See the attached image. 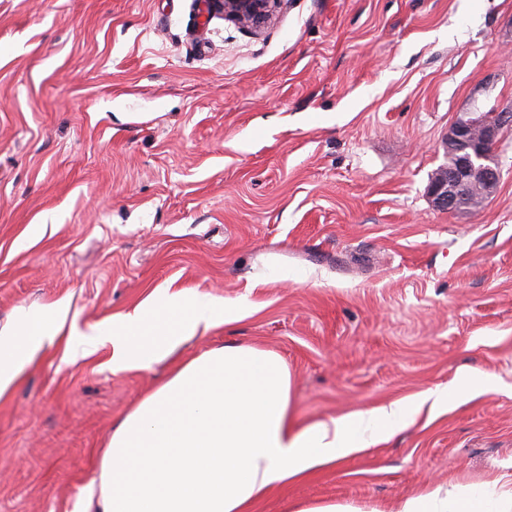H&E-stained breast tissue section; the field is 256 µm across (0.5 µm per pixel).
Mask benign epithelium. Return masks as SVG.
<instances>
[{
  "label": "benign epithelium",
  "mask_w": 512,
  "mask_h": 512,
  "mask_svg": "<svg viewBox=\"0 0 512 512\" xmlns=\"http://www.w3.org/2000/svg\"><path fill=\"white\" fill-rule=\"evenodd\" d=\"M208 7L255 28L265 24L285 0H207ZM512 114L488 112L461 117L448 131L446 145L457 155L451 167H442L431 179L427 195L438 210L464 212L481 206L497 190L500 165L496 148Z\"/></svg>",
  "instance_id": "benign-epithelium-1"
}]
</instances>
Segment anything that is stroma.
<instances>
[{
  "label": "stroma",
  "instance_id": "obj_1",
  "mask_svg": "<svg viewBox=\"0 0 512 512\" xmlns=\"http://www.w3.org/2000/svg\"><path fill=\"white\" fill-rule=\"evenodd\" d=\"M492 108L512 0H288L257 32L204 0H0V328L64 301L86 332L168 285L241 301L177 359L275 352L303 424L494 379L255 512L512 473V130L479 209L427 197ZM110 354L46 349L0 400V512H73L172 368Z\"/></svg>",
  "mask_w": 512,
  "mask_h": 512
}]
</instances>
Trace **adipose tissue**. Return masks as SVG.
Masks as SVG:
<instances>
[{
  "mask_svg": "<svg viewBox=\"0 0 512 512\" xmlns=\"http://www.w3.org/2000/svg\"><path fill=\"white\" fill-rule=\"evenodd\" d=\"M245 312L241 304L168 288L87 335L70 323L66 305L23 312L0 329V399L55 343L76 359L107 346L113 372L143 371ZM493 388L491 377L464 373L442 389L303 425L292 409L291 373L277 354L237 345L208 350L182 362L118 425L75 512H253L271 486L374 447L425 405L444 407ZM390 512H512V474L429 487Z\"/></svg>",
  "mask_w": 512,
  "mask_h": 512,
  "instance_id": "obj_1",
  "label": "adipose tissue"
}]
</instances>
